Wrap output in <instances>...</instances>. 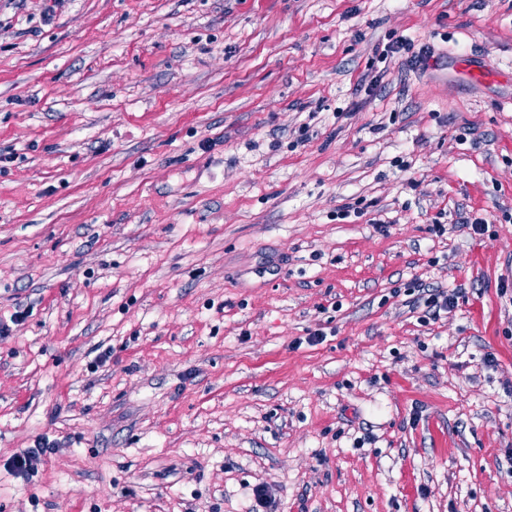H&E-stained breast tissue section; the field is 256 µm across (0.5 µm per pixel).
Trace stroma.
I'll use <instances>...</instances> for the list:
<instances>
[{"label": "stroma", "instance_id": "1", "mask_svg": "<svg viewBox=\"0 0 512 512\" xmlns=\"http://www.w3.org/2000/svg\"><path fill=\"white\" fill-rule=\"evenodd\" d=\"M507 211L512 0H0V512H512ZM426 298L424 299L425 312L430 316L429 319H437L441 311L447 312L448 309L453 308L455 305V294L448 295L444 291L433 290L427 287ZM431 292V293H430ZM56 444L46 438H38L31 448H24L15 453L7 465L8 468L17 476H27L37 469L38 463L43 456L52 454L56 450Z\"/></svg>", "mask_w": 512, "mask_h": 512}]
</instances>
